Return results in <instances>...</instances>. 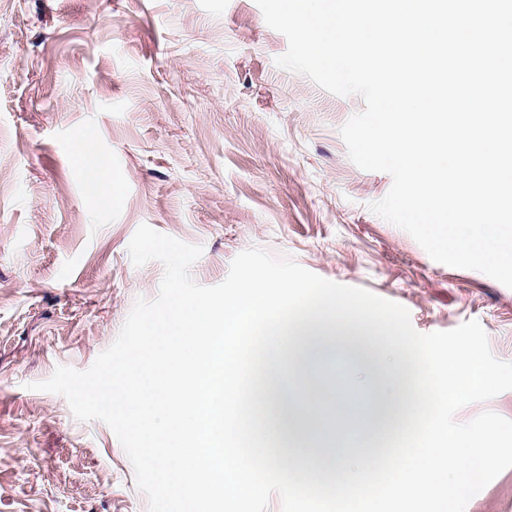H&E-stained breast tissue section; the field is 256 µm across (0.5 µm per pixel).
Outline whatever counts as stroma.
<instances>
[{"mask_svg": "<svg viewBox=\"0 0 512 512\" xmlns=\"http://www.w3.org/2000/svg\"><path fill=\"white\" fill-rule=\"evenodd\" d=\"M287 48L255 0H0V512H149L112 430L29 388L87 370L156 297L162 265L128 254L144 223L202 246L200 285L258 247L403 305L420 333L477 320L512 362V289L371 211L392 179L339 134L363 100L277 67ZM86 133L112 206L73 159ZM466 512H512V468Z\"/></svg>", "mask_w": 512, "mask_h": 512, "instance_id": "35a3bbf8", "label": "stroma"}]
</instances>
